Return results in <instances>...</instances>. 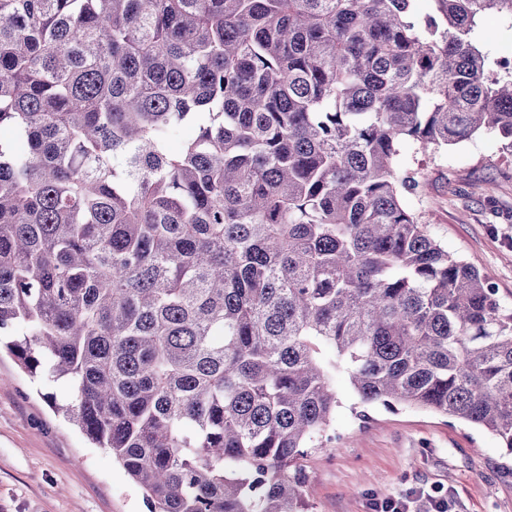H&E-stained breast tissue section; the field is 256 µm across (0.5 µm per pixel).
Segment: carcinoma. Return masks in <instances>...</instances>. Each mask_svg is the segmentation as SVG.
Segmentation results:
<instances>
[{"mask_svg":"<svg viewBox=\"0 0 512 512\" xmlns=\"http://www.w3.org/2000/svg\"><path fill=\"white\" fill-rule=\"evenodd\" d=\"M433 3L0 0V337L148 512H304L338 376L512 455V309L398 166L512 149V0ZM478 40L490 49L495 57L512 54V21L496 15L484 17L477 32Z\"/></svg>","mask_w":512,"mask_h":512,"instance_id":"1","label":"carcinoma"}]
</instances>
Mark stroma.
<instances>
[{"label":"stroma","instance_id":"1","mask_svg":"<svg viewBox=\"0 0 512 512\" xmlns=\"http://www.w3.org/2000/svg\"><path fill=\"white\" fill-rule=\"evenodd\" d=\"M421 172L408 207L448 251L490 273L512 308V152L482 134L428 155L405 148ZM335 447L304 461L314 481L307 512H371L373 500L438 491L450 512H512V456L495 436L427 411H354L337 377ZM44 387L0 353V512H147L143 495L106 449L55 413Z\"/></svg>","mask_w":512,"mask_h":512}]
</instances>
